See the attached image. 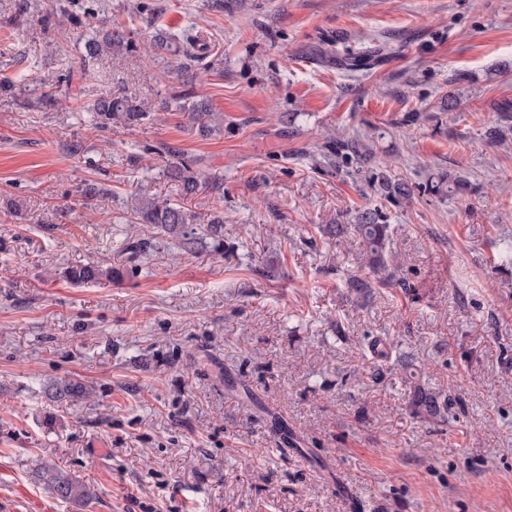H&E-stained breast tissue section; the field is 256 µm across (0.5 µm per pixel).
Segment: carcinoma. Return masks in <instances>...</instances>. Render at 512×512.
I'll return each instance as SVG.
<instances>
[{
	"mask_svg": "<svg viewBox=\"0 0 512 512\" xmlns=\"http://www.w3.org/2000/svg\"><path fill=\"white\" fill-rule=\"evenodd\" d=\"M85 47L89 59H95L103 53L137 51V45L127 31L107 20L93 30ZM154 47L170 54L164 61L165 69L181 74L184 90L160 99L155 105L108 92L87 107V111L92 113L94 125L107 132L112 130L114 123L132 127L151 118L154 112L176 110L187 115L190 131L202 140L224 131V117L216 113L207 97L198 94L193 86L192 69L196 63L212 54V46L189 31H161L156 35ZM169 156L166 177L181 187L182 195L193 196L206 187L220 191L219 179L204 176L196 158L172 152ZM129 222L153 224L160 228V232L180 239L186 249H192L199 242L209 239L214 252H224V211L218 207L214 208L213 215L206 222L201 223L197 215L188 208L141 189ZM354 231L361 236L366 246L364 265L373 274L382 275L383 283L400 288L408 287L406 281L397 278L396 272L391 270V267L397 266V262L395 257L387 254L388 225L384 224L381 213L376 209L359 212ZM67 275L76 283H98L111 280L112 269H104L98 265H77L70 268ZM370 346L386 362L393 359L406 369L412 366L409 355L393 339H375L370 342ZM409 377L414 379L408 395V406L413 416L422 421H447L448 413L456 409L458 400L443 390L424 387L420 382V373L415 370L409 372ZM52 395L63 403L74 398L87 397L89 388L79 382L64 380L52 385ZM39 477L45 488L60 500L86 503L93 498L90 488L56 468L53 463H45Z\"/></svg>",
	"mask_w": 512,
	"mask_h": 512,
	"instance_id": "cac0c4a2",
	"label": "carcinoma"
}]
</instances>
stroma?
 Listing matches in <instances>:
<instances>
[{"label": "stroma", "mask_w": 512, "mask_h": 512, "mask_svg": "<svg viewBox=\"0 0 512 512\" xmlns=\"http://www.w3.org/2000/svg\"><path fill=\"white\" fill-rule=\"evenodd\" d=\"M17 2L0 0V512H512V0ZM59 5L70 19L44 23ZM105 18L139 43L203 35L196 90L223 132L178 111L95 128L103 93L182 87L138 52L86 61ZM331 134L359 143L336 169ZM160 146L222 192L181 197ZM100 182L111 195L78 191ZM142 186L204 219L221 206L223 253L128 223ZM374 208L411 289L361 298L363 242L330 227ZM88 263L111 280L66 279ZM376 336L460 418H414L404 370L360 352ZM61 380L92 397L55 402ZM48 460L93 499L45 491Z\"/></svg>", "instance_id": "stroma-1"}]
</instances>
